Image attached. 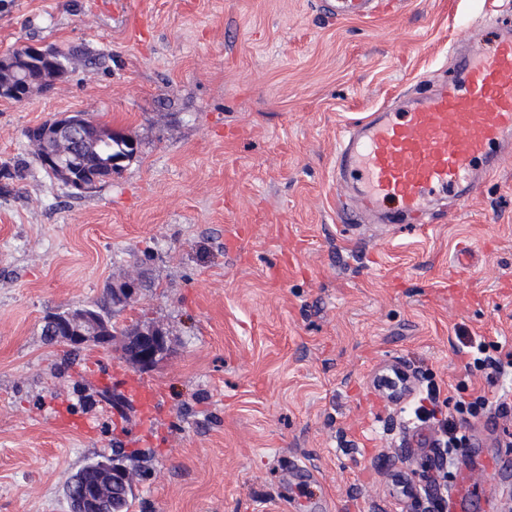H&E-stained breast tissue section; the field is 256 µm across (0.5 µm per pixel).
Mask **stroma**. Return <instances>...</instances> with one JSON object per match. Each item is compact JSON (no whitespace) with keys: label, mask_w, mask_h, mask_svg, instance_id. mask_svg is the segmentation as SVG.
I'll return each mask as SVG.
<instances>
[{"label":"stroma","mask_w":512,"mask_h":512,"mask_svg":"<svg viewBox=\"0 0 512 512\" xmlns=\"http://www.w3.org/2000/svg\"><path fill=\"white\" fill-rule=\"evenodd\" d=\"M511 1L334 18L322 0H0V55L68 58L51 91L0 101V512H70L71 477L117 448L130 512H421L391 483L421 495L443 464L418 397L512 392L456 354L468 338L512 353V156L417 232L338 214L336 145L448 74L454 42L491 41L485 9ZM68 112L138 143L80 195L24 136ZM138 274L108 313L163 328L151 370L47 341L48 315ZM398 364L416 390L392 402L373 380ZM130 378L156 390L151 411L111 401ZM484 419L475 440L506 455L512 408Z\"/></svg>","instance_id":"35a3bbf8"}]
</instances>
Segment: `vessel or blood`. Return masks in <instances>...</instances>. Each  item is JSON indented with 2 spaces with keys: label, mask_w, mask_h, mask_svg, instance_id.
Masks as SVG:
<instances>
[{
  "label": "vessel or blood",
  "mask_w": 512,
  "mask_h": 512,
  "mask_svg": "<svg viewBox=\"0 0 512 512\" xmlns=\"http://www.w3.org/2000/svg\"><path fill=\"white\" fill-rule=\"evenodd\" d=\"M329 15L373 14L374 0H325ZM495 43L458 52L453 72L425 81L401 110L383 109L347 127L336 146L340 207L354 223L408 224L441 195L474 197L481 188L476 167L500 165L499 146L512 142V14L489 11ZM126 394L140 409L155 400L153 387L128 382ZM490 463L470 458L448 492V512H473L468 488Z\"/></svg>",
  "instance_id": "b4317fda"
}]
</instances>
